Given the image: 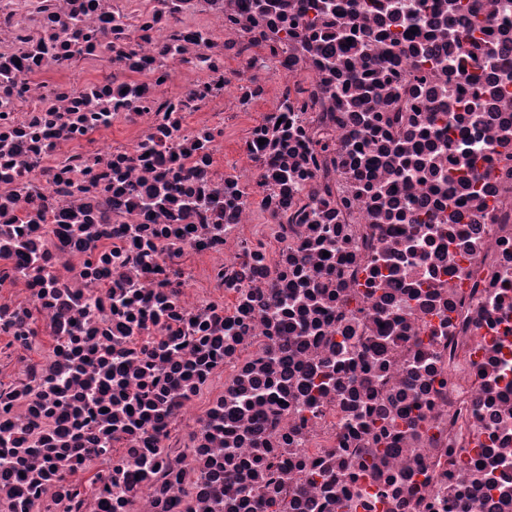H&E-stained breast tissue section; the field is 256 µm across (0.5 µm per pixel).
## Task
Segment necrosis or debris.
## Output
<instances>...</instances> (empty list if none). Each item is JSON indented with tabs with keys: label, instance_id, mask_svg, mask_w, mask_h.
<instances>
[{
	"label": "necrosis or debris",
	"instance_id": "obj_1",
	"mask_svg": "<svg viewBox=\"0 0 512 512\" xmlns=\"http://www.w3.org/2000/svg\"><path fill=\"white\" fill-rule=\"evenodd\" d=\"M0 512H512V0H0Z\"/></svg>",
	"mask_w": 512,
	"mask_h": 512
}]
</instances>
